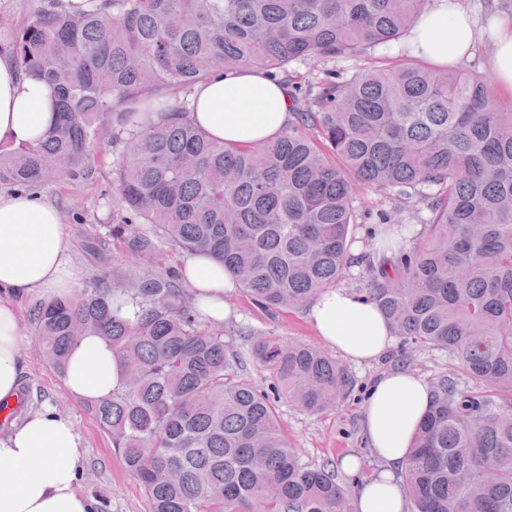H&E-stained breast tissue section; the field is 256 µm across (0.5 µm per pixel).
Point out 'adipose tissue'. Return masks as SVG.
I'll use <instances>...</instances> for the list:
<instances>
[{
  "instance_id": "adipose-tissue-1",
  "label": "adipose tissue",
  "mask_w": 512,
  "mask_h": 512,
  "mask_svg": "<svg viewBox=\"0 0 512 512\" xmlns=\"http://www.w3.org/2000/svg\"><path fill=\"white\" fill-rule=\"evenodd\" d=\"M481 39L478 23L459 0H433L410 38L415 54L440 66L467 59ZM494 78L512 92V19L501 18L491 48ZM192 119L227 145L270 142L287 129L290 101L256 72L228 74L195 87ZM49 84L0 58V141L35 143L54 120ZM196 311L223 321L224 297L234 285L221 262L205 252L183 261ZM79 276L68 261V240L58 210L33 194L0 192V403L15 404L25 375L19 317L21 300L70 296ZM319 338L355 363L381 357L393 338L380 309L352 288H329L311 305ZM63 385L77 400H97L121 386L118 357L108 338L82 337L72 348ZM430 387L411 372L394 370L370 387L364 429L379 472L363 477L350 495L351 512H407L396 477L430 403ZM86 450L71 420L45 405L0 434V512H95L78 489Z\"/></svg>"
}]
</instances>
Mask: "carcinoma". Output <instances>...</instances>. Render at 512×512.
<instances>
[{
    "label": "carcinoma",
    "mask_w": 512,
    "mask_h": 512,
    "mask_svg": "<svg viewBox=\"0 0 512 512\" xmlns=\"http://www.w3.org/2000/svg\"><path fill=\"white\" fill-rule=\"evenodd\" d=\"M430 2L45 0L10 54L52 86L55 120L33 145L0 143V186L74 175L94 143L120 142L113 193L129 250L145 261L165 238L205 251L266 311L305 307L348 274L364 219L355 185L422 206L416 224L383 214L367 230L363 293L401 359L445 350L473 386L454 372L431 381L402 486L411 512H512V399L494 395L512 394V99L476 66L411 51L348 79L327 67L409 36ZM297 62L313 80L290 74ZM243 70L288 87L291 119L272 143L227 147L180 94ZM180 278L100 279L32 317L59 373L82 336L111 341L121 387L85 406L151 512H349L333 464L301 461L271 398L324 412L351 388L346 370L314 346L257 336L253 356L276 380L258 390L224 337L197 326Z\"/></svg>",
    "instance_id": "carcinoma-1"
}]
</instances>
